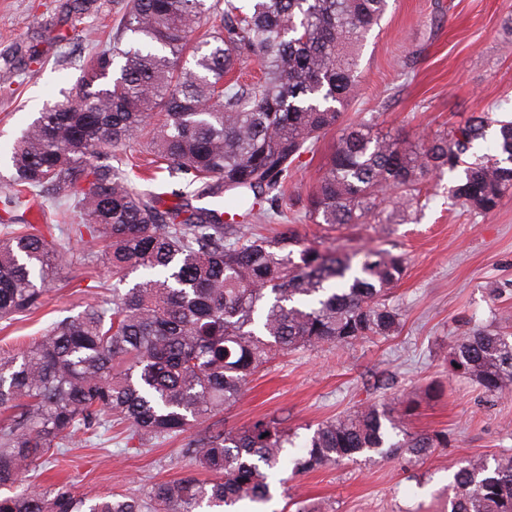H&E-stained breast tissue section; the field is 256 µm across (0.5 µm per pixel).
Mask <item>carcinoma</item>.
I'll list each match as a JSON object with an SVG mask.
<instances>
[{
	"label": "carcinoma",
	"instance_id": "cac0c4a2",
	"mask_svg": "<svg viewBox=\"0 0 512 512\" xmlns=\"http://www.w3.org/2000/svg\"><path fill=\"white\" fill-rule=\"evenodd\" d=\"M388 0H127L120 34L96 53L60 104L45 107L10 148L13 173L0 193V320L33 313L74 238L132 287L52 324L24 350L0 354V512H233L271 499V482L375 453L427 458L448 447L444 431L408 429L402 399L367 402L319 423L290 456L292 434L268 417L207 426L187 443L192 472L154 482L143 495L95 500L63 485L26 483L60 462L69 439L124 428L140 451L221 413L250 378L299 348L387 340L402 327L391 290L407 258L387 249L349 254L308 240L293 224L271 236L227 222L224 211L262 223L279 203L301 205L326 230L383 223L420 204L428 180L462 170L448 197L486 214L512 192V120L490 112L429 139L376 131L377 115L343 123L360 95L359 53L381 26ZM205 41L193 44L200 24ZM257 62L256 83L235 76ZM146 164L199 187L214 207L140 193L112 165V149L143 135ZM495 127V153L477 142ZM339 135L305 196L287 195L300 159L331 130ZM52 191L64 225L52 236L26 221ZM505 313L448 344L449 371L497 395L512 389V333ZM450 512H512V453L477 457L452 475Z\"/></svg>",
	"mask_w": 512,
	"mask_h": 512
}]
</instances>
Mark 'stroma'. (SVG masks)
Segmentation results:
<instances>
[{
	"label": "stroma",
	"mask_w": 512,
	"mask_h": 512,
	"mask_svg": "<svg viewBox=\"0 0 512 512\" xmlns=\"http://www.w3.org/2000/svg\"><path fill=\"white\" fill-rule=\"evenodd\" d=\"M64 2L0 0V189L11 174L7 150L21 129L44 106L61 101L95 40L115 34L126 6V0H93L68 14ZM359 79L362 95L345 116L379 112L383 133L428 136L488 110L512 116V0H389L381 28L362 50ZM336 139L328 133L303 155L292 193L308 192ZM452 179L449 173L438 178L410 215L337 233H324L298 208L285 209L282 223L296 225L303 237L323 238L331 249L406 253L407 272L393 290L404 324L386 341L301 349L276 359L215 423L239 428L274 416L303 438L322 420L386 398L375 383L391 377L413 402V429L447 432L448 445L416 464L376 456L288 476L264 512H294L298 500L326 503L332 512H448L446 488L459 466L512 453V394L486 395L470 379L449 373L443 360L449 340L512 312V194L492 213L470 215L449 199ZM92 250L71 242L44 306L0 329V349L20 351L55 321L80 312L87 298H111L112 276ZM189 440L184 434L128 452L118 441L78 434L64 462L39 471L35 482L45 487L70 478L75 493L89 497L138 494L189 470L183 454Z\"/></svg>",
	"instance_id": "stroma-1"
}]
</instances>
